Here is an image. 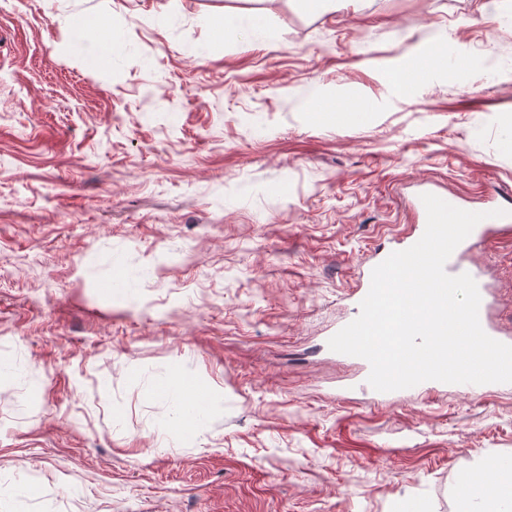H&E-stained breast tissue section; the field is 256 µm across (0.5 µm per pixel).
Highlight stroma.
<instances>
[{
  "label": "stroma",
  "mask_w": 512,
  "mask_h": 512,
  "mask_svg": "<svg viewBox=\"0 0 512 512\" xmlns=\"http://www.w3.org/2000/svg\"><path fill=\"white\" fill-rule=\"evenodd\" d=\"M483 2L0 0L13 512H457L512 461V391L344 398L315 350L421 182L512 201V0ZM242 11L278 41L216 39ZM433 41L454 67L392 84ZM469 258L512 334V233Z\"/></svg>",
  "instance_id": "35a3bbf8"
}]
</instances>
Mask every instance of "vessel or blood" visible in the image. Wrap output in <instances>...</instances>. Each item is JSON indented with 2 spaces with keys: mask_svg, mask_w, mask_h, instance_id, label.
Here are the masks:
<instances>
[{
  "mask_svg": "<svg viewBox=\"0 0 512 512\" xmlns=\"http://www.w3.org/2000/svg\"><path fill=\"white\" fill-rule=\"evenodd\" d=\"M512 230V213L501 216L491 217L482 220L476 225L470 233L467 240H464L454 250L448 259L445 270L448 274L458 275L464 272L470 273L478 285L481 297L479 308V320L483 330L493 339L512 345V336L504 334L493 322L491 312L494 307V294L485 280L484 273L480 268H466L463 263V257L470 249L473 241L490 237L491 235ZM346 393H359L370 397L374 401H390L401 398V391L379 392L374 390L367 382L366 377H359L357 380L347 385Z\"/></svg>",
  "mask_w": 512,
  "mask_h": 512,
  "instance_id": "vessel-or-blood-1",
  "label": "vessel or blood"
}]
</instances>
